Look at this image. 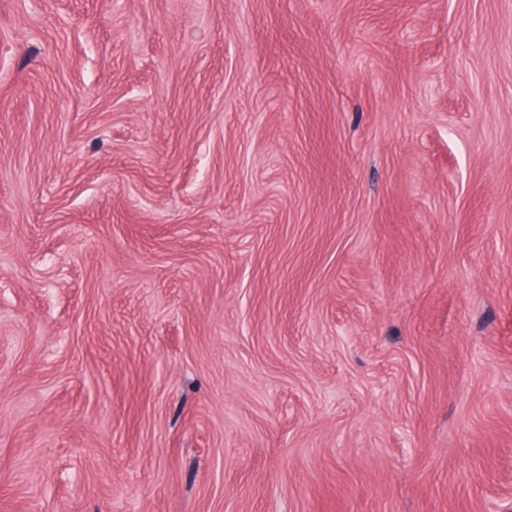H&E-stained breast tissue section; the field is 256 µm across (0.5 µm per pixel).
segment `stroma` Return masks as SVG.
<instances>
[{
    "instance_id": "35a3bbf8",
    "label": "stroma",
    "mask_w": 512,
    "mask_h": 512,
    "mask_svg": "<svg viewBox=\"0 0 512 512\" xmlns=\"http://www.w3.org/2000/svg\"><path fill=\"white\" fill-rule=\"evenodd\" d=\"M0 512H512V0H0Z\"/></svg>"
}]
</instances>
